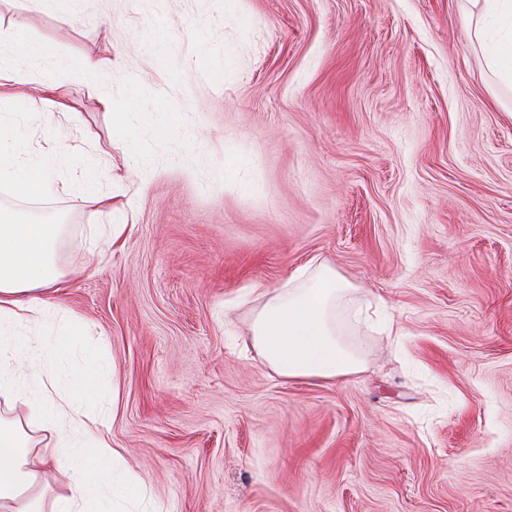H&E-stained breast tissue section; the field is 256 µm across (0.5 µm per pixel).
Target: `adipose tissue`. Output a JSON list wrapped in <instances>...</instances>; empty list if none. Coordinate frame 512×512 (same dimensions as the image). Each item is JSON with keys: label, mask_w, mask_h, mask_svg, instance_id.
I'll return each mask as SVG.
<instances>
[{"label": "adipose tissue", "mask_w": 512, "mask_h": 512, "mask_svg": "<svg viewBox=\"0 0 512 512\" xmlns=\"http://www.w3.org/2000/svg\"><path fill=\"white\" fill-rule=\"evenodd\" d=\"M468 2L486 67L502 90L512 91V0ZM19 52L36 69L56 59L23 28L0 35V183L19 196L69 191L66 183L54 186L50 169L70 156V144L55 143L35 157L16 131L19 114L5 88L16 80ZM111 67L107 55L85 60L71 65V81L108 103L103 77ZM59 233V225L0 212V396L24 404L54 441L35 447L20 421L0 418V512H144L150 492L135 471L117 464L111 413L92 385L102 367L88 355L71 367L76 346L56 336L64 318L48 295L62 286L54 260ZM350 288L335 270L311 261L257 307L252 342L276 376L333 383L362 370V352L345 344L336 327V307ZM47 470L64 477L67 493H48Z\"/></svg>", "instance_id": "1"}]
</instances>
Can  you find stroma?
<instances>
[{"mask_svg":"<svg viewBox=\"0 0 512 512\" xmlns=\"http://www.w3.org/2000/svg\"><path fill=\"white\" fill-rule=\"evenodd\" d=\"M77 7L0 0L62 61L21 65L18 131L69 142L54 178L98 176L126 231L102 260L79 194L0 187V210L61 225L54 299L158 512H512V113L460 0ZM107 46L108 107L66 70ZM313 259L353 286L364 368L335 383L275 376L231 303Z\"/></svg>","mask_w":512,"mask_h":512,"instance_id":"1","label":"stroma"}]
</instances>
